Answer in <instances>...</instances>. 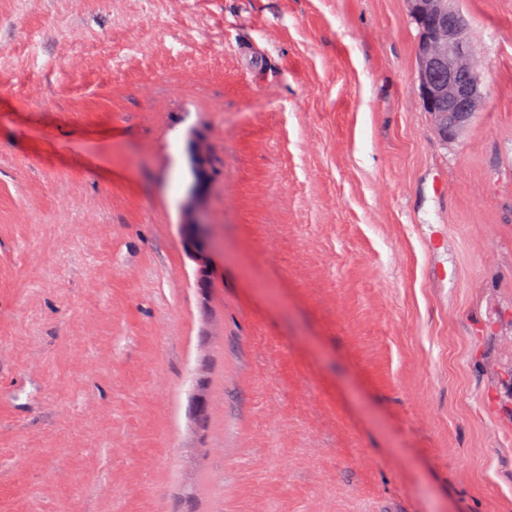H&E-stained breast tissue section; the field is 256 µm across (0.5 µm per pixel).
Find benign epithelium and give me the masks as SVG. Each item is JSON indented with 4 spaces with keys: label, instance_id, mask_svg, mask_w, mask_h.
Instances as JSON below:
<instances>
[{
    "label": "benign epithelium",
    "instance_id": "7a95c632",
    "mask_svg": "<svg viewBox=\"0 0 512 512\" xmlns=\"http://www.w3.org/2000/svg\"><path fill=\"white\" fill-rule=\"evenodd\" d=\"M409 14L424 26L417 42V91L444 138L454 139L483 105V92L467 62L466 20L453 0H407ZM187 219L182 223L183 243L191 257L208 254L198 231L204 223L200 197L189 192L183 199Z\"/></svg>",
    "mask_w": 512,
    "mask_h": 512
}]
</instances>
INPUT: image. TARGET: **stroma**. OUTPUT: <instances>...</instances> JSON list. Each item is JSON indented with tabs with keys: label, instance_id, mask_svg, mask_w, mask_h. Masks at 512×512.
<instances>
[{
	"label": "stroma",
	"instance_id": "stroma-1",
	"mask_svg": "<svg viewBox=\"0 0 512 512\" xmlns=\"http://www.w3.org/2000/svg\"><path fill=\"white\" fill-rule=\"evenodd\" d=\"M455 6L447 142L406 0H0V512H512V0ZM453 1L407 0L410 17L425 27L415 48L417 91L446 139L467 127L484 100L467 62L466 20ZM200 195L188 192L183 199V211L187 219L182 223L183 243L191 257L204 254L209 258L205 241L198 231L200 224H204L200 210ZM203 252V253H202Z\"/></svg>",
	"mask_w": 512,
	"mask_h": 512
}]
</instances>
